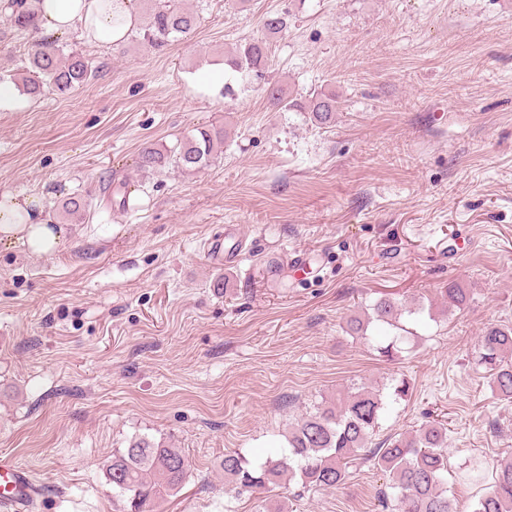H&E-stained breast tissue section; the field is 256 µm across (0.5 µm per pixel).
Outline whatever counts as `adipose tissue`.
<instances>
[{
    "label": "adipose tissue",
    "mask_w": 512,
    "mask_h": 512,
    "mask_svg": "<svg viewBox=\"0 0 512 512\" xmlns=\"http://www.w3.org/2000/svg\"><path fill=\"white\" fill-rule=\"evenodd\" d=\"M42 27L46 32H78L97 45L124 40L137 24L131 0H41ZM64 230L49 224L44 203L33 195L0 194V239L36 254L57 251Z\"/></svg>",
    "instance_id": "adipose-tissue-1"
}]
</instances>
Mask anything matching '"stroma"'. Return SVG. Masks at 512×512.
Here are the masks:
<instances>
[{
    "label": "stroma",
    "instance_id": "1",
    "mask_svg": "<svg viewBox=\"0 0 512 512\" xmlns=\"http://www.w3.org/2000/svg\"><path fill=\"white\" fill-rule=\"evenodd\" d=\"M186 2L200 24L162 51L63 35L97 76L0 111V192L41 196L66 230L50 255L0 242V457L42 486L38 512H121L106 466L143 436L191 463L159 512H385L372 461L335 489L260 497L225 492L221 463L263 462L315 402L403 378L376 440L447 421L448 494L473 512L459 473L512 457V402L474 360L485 327L512 323V0ZM282 11L269 73L300 100L335 90L332 125L276 111L238 73L234 96L196 87ZM211 124L227 135L204 169L139 170L145 145ZM121 183L136 209L113 203ZM77 195L86 211L62 220ZM231 224L252 245L235 270L204 252ZM452 279L464 310L441 298ZM384 296L423 308L391 360L376 325L347 327Z\"/></svg>",
    "mask_w": 512,
    "mask_h": 512
}]
</instances>
